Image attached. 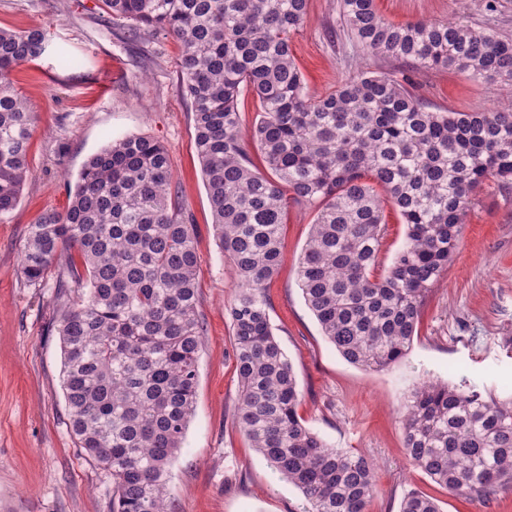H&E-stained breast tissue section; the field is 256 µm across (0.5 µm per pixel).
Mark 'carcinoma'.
I'll return each mask as SVG.
<instances>
[{
	"instance_id": "obj_1",
	"label": "carcinoma",
	"mask_w": 512,
	"mask_h": 512,
	"mask_svg": "<svg viewBox=\"0 0 512 512\" xmlns=\"http://www.w3.org/2000/svg\"><path fill=\"white\" fill-rule=\"evenodd\" d=\"M103 2L129 40L162 30L181 46L179 92L193 116L213 230L241 283L227 309L240 380L236 426L301 491L304 512H366L375 463L305 425L295 373L270 324L266 288L283 259L285 215L292 202L315 207L298 283L323 336L347 362L386 370L411 347L484 186L512 187V104L434 111L371 71L308 98L289 41L308 0ZM342 10L372 56L512 89V40L460 19L394 24L375 0H342ZM46 50L40 29H0V219L20 202L36 121L14 72ZM246 90L260 105L250 143L238 110ZM171 184L160 142L117 139L86 162L64 211L29 225L23 245L21 274L31 285L66 259L54 288L69 427L112 477V512H171L169 470L196 400L199 255ZM385 199L406 241L375 277ZM401 421L409 457L437 485L466 495L512 483V399L429 381L413 390ZM399 512L440 509L410 491Z\"/></svg>"
}]
</instances>
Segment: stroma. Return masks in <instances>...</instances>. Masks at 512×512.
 I'll use <instances>...</instances> for the list:
<instances>
[{"label":"stroma","instance_id":"1","mask_svg":"<svg viewBox=\"0 0 512 512\" xmlns=\"http://www.w3.org/2000/svg\"><path fill=\"white\" fill-rule=\"evenodd\" d=\"M375 5L394 24L457 17L512 40V0H496L492 9L487 0ZM0 28L48 36L46 53L14 73L37 121L21 200L0 222V512H112L109 473L84 457L67 425L55 279L28 284L20 263L28 225L46 211H63L87 160L125 136L167 148L179 203L197 226L204 336L194 412L170 470L173 512H303L300 491L233 424L240 381L226 308L240 282L213 233L192 114L178 92V43L162 32L124 40L103 0H0ZM290 45L313 98L374 71L410 79V91L433 110L486 111L512 100L503 85L466 73L420 72L370 56L346 26L341 0H308ZM313 216L312 206L290 204L283 261L267 288L273 332L301 391L299 416L332 447L376 463L368 512H399L411 490L435 498L441 512H512V485L491 497H465L432 482L409 459L396 416L426 378L512 398V189L485 185L421 310L411 349L381 372L346 362L304 303L298 265Z\"/></svg>","mask_w":512,"mask_h":512}]
</instances>
